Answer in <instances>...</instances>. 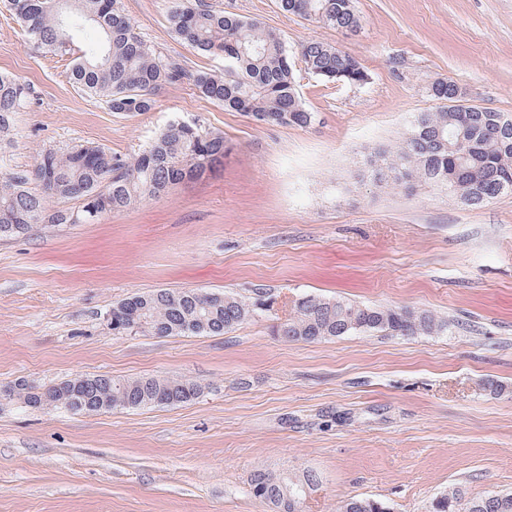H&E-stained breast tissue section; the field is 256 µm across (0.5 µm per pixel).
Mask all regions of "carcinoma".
<instances>
[{
	"label": "carcinoma",
	"mask_w": 512,
	"mask_h": 512,
	"mask_svg": "<svg viewBox=\"0 0 512 512\" xmlns=\"http://www.w3.org/2000/svg\"><path fill=\"white\" fill-rule=\"evenodd\" d=\"M5 7L24 28L27 42L53 55L73 54L74 39L85 24L102 32L96 52L72 58L70 80L108 108L126 115L154 107L162 87L184 78L200 96L227 111L243 112L254 121L284 127H309L317 116L302 102L293 55L279 32L262 22L226 14L203 0H172L168 20L175 37L208 55L229 62L224 74L191 75L166 59L143 39L126 16L121 0H6ZM279 9L315 23L355 31L361 25L353 0H278ZM300 54L304 70L324 83L361 85L368 74L349 53L323 42H307ZM32 95L20 78L0 74V141L10 135L14 115ZM440 106L417 115L398 146L364 155L361 179L382 188L391 185L441 187L464 204L478 208L512 193V114L473 107L458 110L461 99L451 80L431 85ZM224 135L195 123L169 124L140 153L121 156L99 146L46 152L34 177L13 173L0 177V239L27 234L36 224H95L106 212L122 211L146 198L158 197L186 177L199 176L223 162ZM38 187H31V182ZM55 200H74L57 207ZM265 295L195 289H157L112 305L114 335H222L263 312ZM448 319L429 310L383 308L344 299L301 298L280 323L277 335L288 341L314 342L351 333L391 337L448 333ZM204 387L182 377L114 379L78 375L50 385L24 379L0 388L11 403L30 409L50 406L72 414L175 406L200 398ZM315 476L273 475L259 470L251 479L254 497L274 512H303L305 488ZM338 512H386L382 503L349 498ZM434 512H512V494L464 500L460 489L448 492Z\"/></svg>",
	"instance_id": "1"
}]
</instances>
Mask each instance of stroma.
<instances>
[{
    "instance_id": "35a3bbf8",
    "label": "stroma",
    "mask_w": 512,
    "mask_h": 512,
    "mask_svg": "<svg viewBox=\"0 0 512 512\" xmlns=\"http://www.w3.org/2000/svg\"><path fill=\"white\" fill-rule=\"evenodd\" d=\"M281 33L291 52L336 45L367 83L299 75L308 128L255 122L168 85L124 115L73 86L69 60L29 47L0 4V72L33 88L0 146V174L43 151L145 148L175 121L222 132V166L95 224H40L0 240V385L77 375L182 376L177 406L72 414L0 405V512H269L255 471L309 472L306 512L366 497L433 512L450 488L512 493V193L481 208L437 187L377 188L362 153L396 146L453 80L470 103L512 114V0H355L357 33L281 12L276 0H208ZM125 14L187 72L224 59L180 43L171 0ZM159 288L250 295L274 305L220 336L113 335L112 305ZM429 310L440 336L352 333L292 342L275 329L305 295Z\"/></svg>"
}]
</instances>
